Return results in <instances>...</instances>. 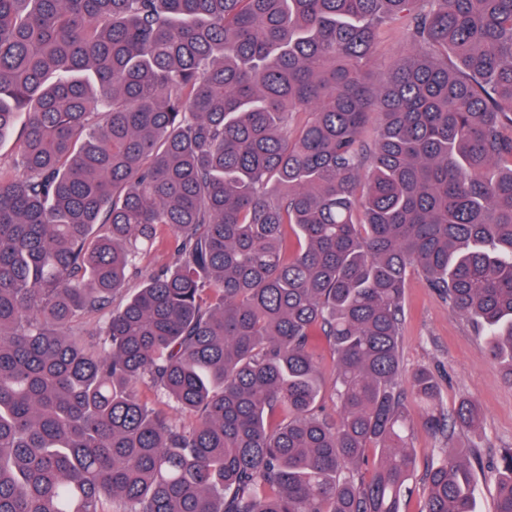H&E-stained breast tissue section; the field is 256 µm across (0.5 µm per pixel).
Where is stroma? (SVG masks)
Returning <instances> with one entry per match:
<instances>
[{
	"label": "stroma",
	"instance_id": "stroma-1",
	"mask_svg": "<svg viewBox=\"0 0 512 512\" xmlns=\"http://www.w3.org/2000/svg\"><path fill=\"white\" fill-rule=\"evenodd\" d=\"M403 303L406 318L400 350L404 372L429 369L439 383L443 410H452L467 397L483 412L481 428L455 431L453 441L477 449L483 463L473 472L478 512H496V487L488 467L503 449L512 448V386L506 385L499 371L482 357L481 338L473 325L454 314L420 273H409ZM410 448L416 458L415 477L400 509L423 512V475L432 458L441 455L444 444L416 424L411 428Z\"/></svg>",
	"mask_w": 512,
	"mask_h": 512
}]
</instances>
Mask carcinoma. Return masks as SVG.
Segmentation results:
<instances>
[{
	"label": "carcinoma",
	"mask_w": 512,
	"mask_h": 512,
	"mask_svg": "<svg viewBox=\"0 0 512 512\" xmlns=\"http://www.w3.org/2000/svg\"><path fill=\"white\" fill-rule=\"evenodd\" d=\"M9 138L0 512H400L410 398L424 512H477L480 411L403 388L399 336L416 269L512 385V0H0ZM405 43L396 35H386L370 58L366 69L376 83L387 79L404 53ZM321 367L323 371V405L327 412L333 414L335 411V396L333 393L334 383V362L330 346L323 342L318 350ZM419 406L410 402V414L414 420L411 428L410 449L416 457L415 477L410 483V491L401 499L402 512H422L425 504V484L423 475L427 464L436 459L446 448L445 444L435 438L430 432L423 430L416 421L419 420Z\"/></svg>",
	"instance_id": "obj_1"
}]
</instances>
